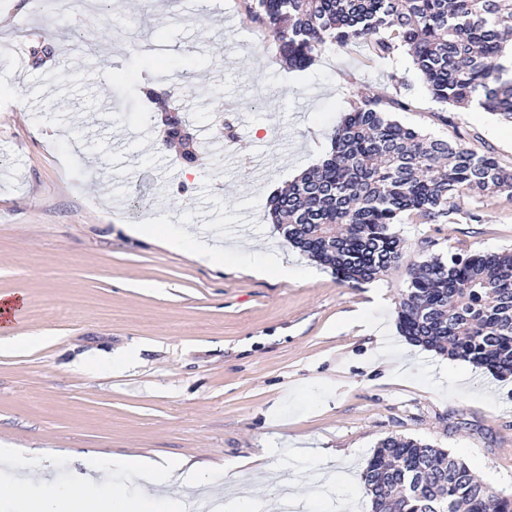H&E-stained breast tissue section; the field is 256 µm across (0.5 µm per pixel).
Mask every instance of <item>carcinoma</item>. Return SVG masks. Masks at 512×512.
Instances as JSON below:
<instances>
[{
	"instance_id": "obj_1",
	"label": "carcinoma",
	"mask_w": 512,
	"mask_h": 512,
	"mask_svg": "<svg viewBox=\"0 0 512 512\" xmlns=\"http://www.w3.org/2000/svg\"><path fill=\"white\" fill-rule=\"evenodd\" d=\"M248 9L291 70L309 68L326 45L361 42L379 59L405 49L434 101L475 102L512 122V65L501 62L512 0H251ZM406 108L401 99H356L326 158L268 200L286 241L343 281L368 283L401 263L392 226L405 216L434 223L463 192L512 200V171L392 116ZM397 321L414 345L512 376V251L411 264ZM363 482L372 512H512V496L413 438L378 442Z\"/></svg>"
}]
</instances>
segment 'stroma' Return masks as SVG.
I'll use <instances>...</instances> for the list:
<instances>
[{
	"label": "stroma",
	"instance_id": "35a3bbf8",
	"mask_svg": "<svg viewBox=\"0 0 512 512\" xmlns=\"http://www.w3.org/2000/svg\"><path fill=\"white\" fill-rule=\"evenodd\" d=\"M87 14L92 57L78 48ZM24 40L35 54L19 70L9 46ZM366 56L327 47L287 69L243 0H77L50 17L0 0V294L24 299L13 335L42 339L0 346V444L32 454V493L92 458L185 457L213 466V495L240 486L285 512L284 487L304 512H371L362 473L401 436L512 495V379L460 374L397 326L407 264L512 250V199L465 193L441 223L395 225L401 265L363 284L293 248L268 214L363 93L406 98L395 119L512 169V123L440 107L407 52ZM151 88L197 137L195 164L165 146ZM219 113L236 141L215 153ZM138 207L150 222L133 235ZM180 228L306 274L201 263L159 237ZM115 356L123 369L91 372Z\"/></svg>",
	"mask_w": 512,
	"mask_h": 512
}]
</instances>
